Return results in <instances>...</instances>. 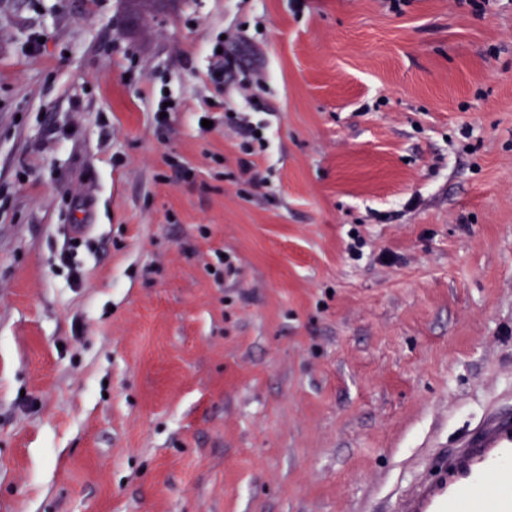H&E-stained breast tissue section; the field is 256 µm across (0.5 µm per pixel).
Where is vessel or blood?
I'll list each match as a JSON object with an SVG mask.
<instances>
[{
    "label": "vessel or blood",
    "mask_w": 512,
    "mask_h": 512,
    "mask_svg": "<svg viewBox=\"0 0 512 512\" xmlns=\"http://www.w3.org/2000/svg\"><path fill=\"white\" fill-rule=\"evenodd\" d=\"M397 512H512V420L451 451L398 499Z\"/></svg>",
    "instance_id": "b4317fda"
}]
</instances>
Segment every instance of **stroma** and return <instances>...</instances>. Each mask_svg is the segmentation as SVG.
<instances>
[{"mask_svg":"<svg viewBox=\"0 0 512 512\" xmlns=\"http://www.w3.org/2000/svg\"><path fill=\"white\" fill-rule=\"evenodd\" d=\"M495 414L512 0H0V512H394ZM216 48L213 52L215 57V66L212 69V76L216 80H220L224 77V73H234L239 72L241 75V84L245 87H248L252 84H259L262 80V76L257 72L250 71L242 65L240 60L237 58L235 54L230 52L229 50H224L222 48V53L218 54ZM241 114H244L243 116ZM248 112H225L224 118L227 123L234 128L242 137L240 148L247 155H254L256 146L259 150H263L265 146L264 124L257 122L254 124L249 120ZM256 132H260V136H256Z\"/></svg>","mask_w":512,"mask_h":512,"instance_id":"obj_1","label":"stroma"}]
</instances>
